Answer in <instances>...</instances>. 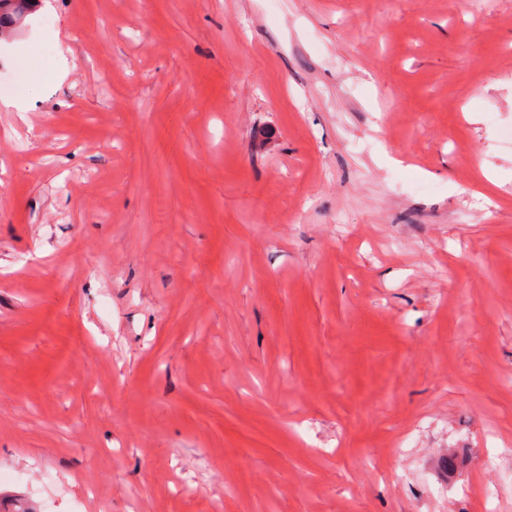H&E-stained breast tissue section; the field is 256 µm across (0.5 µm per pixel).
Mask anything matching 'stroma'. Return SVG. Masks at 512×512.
<instances>
[{
	"label": "stroma",
	"mask_w": 512,
	"mask_h": 512,
	"mask_svg": "<svg viewBox=\"0 0 512 512\" xmlns=\"http://www.w3.org/2000/svg\"><path fill=\"white\" fill-rule=\"evenodd\" d=\"M48 2L0 512H512V0Z\"/></svg>",
	"instance_id": "stroma-1"
}]
</instances>
